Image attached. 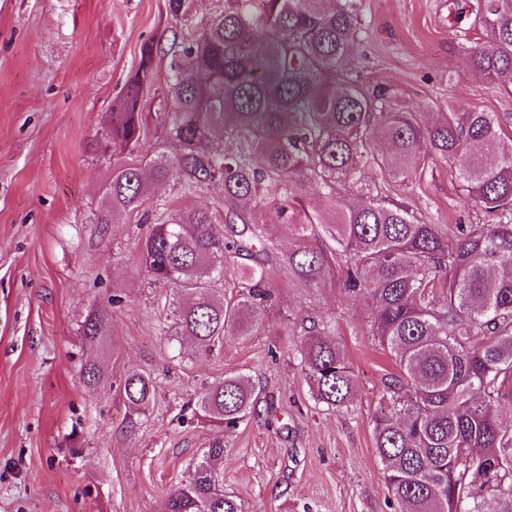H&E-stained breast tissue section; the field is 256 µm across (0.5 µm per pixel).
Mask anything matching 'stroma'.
Masks as SVG:
<instances>
[{
	"mask_svg": "<svg viewBox=\"0 0 512 512\" xmlns=\"http://www.w3.org/2000/svg\"><path fill=\"white\" fill-rule=\"evenodd\" d=\"M359 80L428 119L448 108L512 114V88L490 84L458 45L448 0H359ZM159 49L144 99L148 145L164 136L172 41L164 0H0V512H163L166 495L217 430L181 420L188 401L237 373L259 378L262 400L224 436V490L245 512H393L372 433L390 359L368 334L366 301L348 300L338 266L299 288L279 260L295 240L272 226L273 307L250 335L202 358L175 359L160 329L170 292L139 261L147 232L135 214L93 223L112 169L96 142L144 42ZM404 198L439 224H482L447 165L423 173ZM109 313L90 354L79 325L92 305ZM336 326L356 381L349 408L319 409L293 351L304 326ZM152 375L155 404L126 420L128 372Z\"/></svg>",
	"mask_w": 512,
	"mask_h": 512,
	"instance_id": "1",
	"label": "stroma"
}]
</instances>
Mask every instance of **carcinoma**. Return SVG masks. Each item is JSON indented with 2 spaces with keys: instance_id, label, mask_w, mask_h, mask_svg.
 Masks as SVG:
<instances>
[{
  "instance_id": "obj_1",
  "label": "carcinoma",
  "mask_w": 512,
  "mask_h": 512,
  "mask_svg": "<svg viewBox=\"0 0 512 512\" xmlns=\"http://www.w3.org/2000/svg\"><path fill=\"white\" fill-rule=\"evenodd\" d=\"M484 37L467 47L473 67L512 86V0H450ZM182 39L169 49L165 141L148 162L113 167L93 223L139 211L149 279L172 291L170 344L209 355L251 334L275 288L262 256L275 249L262 209L296 239L288 277L317 284L328 262L344 296L368 301L370 335L392 358L372 417L377 458L394 512H512V115L472 108L423 122L343 73L362 30L357 0H224L204 23L196 0H166ZM157 46L143 44L123 92L112 100L97 150L140 152L143 93L154 82ZM389 152L375 151L377 140ZM235 148L224 151V141ZM448 165L484 224L443 228L389 192L418 183L428 163ZM182 195L219 191L211 208L156 198L150 183ZM368 188L358 204L339 187ZM236 267L228 299L217 285ZM108 313L93 306L80 325L102 346ZM329 321L305 330L297 352L310 394L329 410L348 407L355 379ZM132 416L145 414L151 378L128 373ZM259 385L227 375L200 393L193 412L232 432L254 414ZM224 437L205 449L164 512H243L224 493Z\"/></svg>"
}]
</instances>
